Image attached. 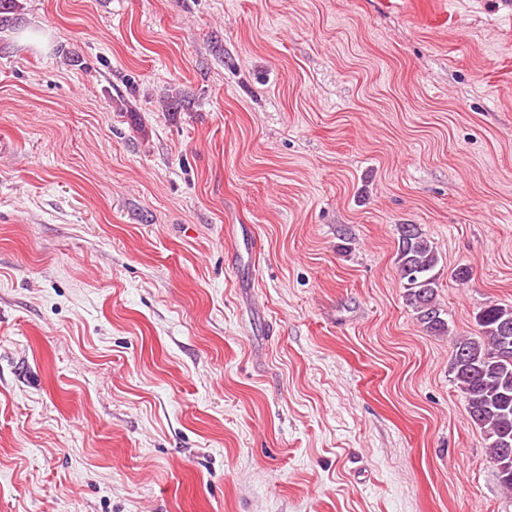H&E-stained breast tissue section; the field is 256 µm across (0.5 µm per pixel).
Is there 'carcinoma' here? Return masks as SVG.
I'll return each instance as SVG.
<instances>
[{"instance_id":"1","label":"carcinoma","mask_w":512,"mask_h":512,"mask_svg":"<svg viewBox=\"0 0 512 512\" xmlns=\"http://www.w3.org/2000/svg\"><path fill=\"white\" fill-rule=\"evenodd\" d=\"M397 231L396 270L406 304L426 333L445 336L438 252L417 225L399 224ZM476 325L475 335L454 341L450 372L471 423L487 441L501 486L512 492V307L489 304L477 313Z\"/></svg>"}]
</instances>
